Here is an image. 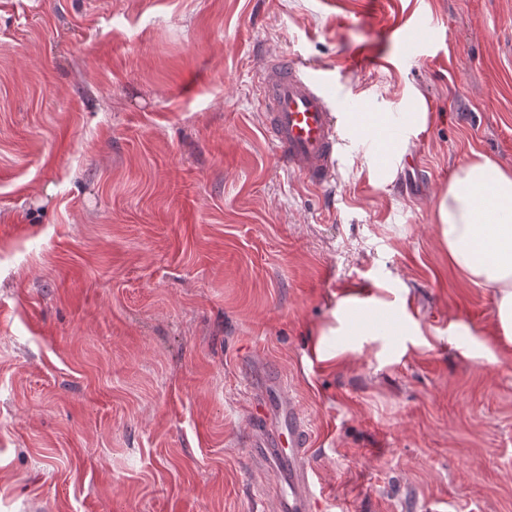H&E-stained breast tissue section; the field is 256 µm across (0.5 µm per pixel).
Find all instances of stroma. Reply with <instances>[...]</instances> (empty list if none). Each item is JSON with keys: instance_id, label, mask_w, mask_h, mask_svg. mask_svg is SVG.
Returning <instances> with one entry per match:
<instances>
[{"instance_id": "1", "label": "stroma", "mask_w": 512, "mask_h": 512, "mask_svg": "<svg viewBox=\"0 0 512 512\" xmlns=\"http://www.w3.org/2000/svg\"><path fill=\"white\" fill-rule=\"evenodd\" d=\"M421 21L414 54L390 28ZM271 55L432 119L346 133L307 186L264 133ZM475 153L512 167V0H0V512H274L271 379L317 512H512V348L432 222ZM348 297L366 335H328Z\"/></svg>"}]
</instances>
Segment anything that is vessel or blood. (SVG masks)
I'll return each mask as SVG.
<instances>
[{"label":"vessel or blood","mask_w":512,"mask_h":512,"mask_svg":"<svg viewBox=\"0 0 512 512\" xmlns=\"http://www.w3.org/2000/svg\"><path fill=\"white\" fill-rule=\"evenodd\" d=\"M266 112L265 132L288 169L324 187L335 178L344 146L333 93L308 67L285 56L269 58L259 79ZM291 388L277 383L274 402L265 404L268 423L255 454L281 485L277 512H314L317 475L310 463V431Z\"/></svg>","instance_id":"b4317fda"}]
</instances>
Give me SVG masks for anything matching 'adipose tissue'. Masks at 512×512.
I'll use <instances>...</instances> for the list:
<instances>
[{
    "instance_id": "1",
    "label": "adipose tissue",
    "mask_w": 512,
    "mask_h": 512,
    "mask_svg": "<svg viewBox=\"0 0 512 512\" xmlns=\"http://www.w3.org/2000/svg\"><path fill=\"white\" fill-rule=\"evenodd\" d=\"M490 207L502 224L498 236H485L479 222ZM441 247L466 280L495 291L493 336L512 346V169L473 154L459 165L433 209Z\"/></svg>"
}]
</instances>
